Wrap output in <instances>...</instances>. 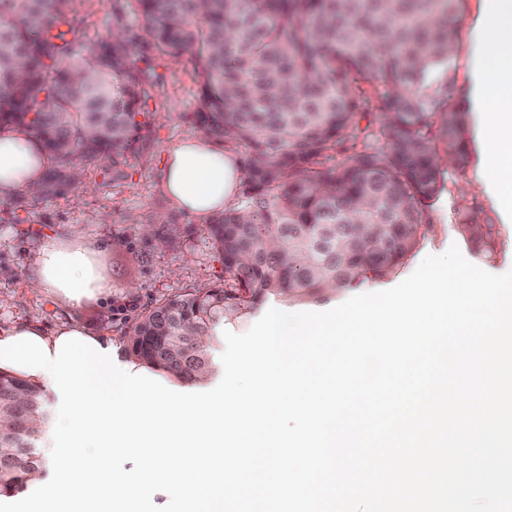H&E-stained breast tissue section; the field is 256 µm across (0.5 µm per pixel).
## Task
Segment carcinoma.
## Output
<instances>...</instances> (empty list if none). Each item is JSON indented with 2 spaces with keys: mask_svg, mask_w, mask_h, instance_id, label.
<instances>
[{
  "mask_svg": "<svg viewBox=\"0 0 512 512\" xmlns=\"http://www.w3.org/2000/svg\"><path fill=\"white\" fill-rule=\"evenodd\" d=\"M76 0H0V132L41 145L49 173L36 195L115 171L152 127L148 49L190 56L195 120L238 151L243 190L209 219L224 286L146 309L127 354L183 383L215 373L209 343L270 301L359 287L396 272L424 237L445 187V155L469 164L467 113L454 101L448 52L460 0H116L124 28L87 51L69 38ZM380 89L371 104L365 85ZM367 120L369 133L360 128ZM458 208L462 238L493 250L496 224ZM41 385L0 371V494L44 468Z\"/></svg>",
  "mask_w": 512,
  "mask_h": 512,
  "instance_id": "cac0c4a2",
  "label": "carcinoma"
}]
</instances>
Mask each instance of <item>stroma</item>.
Returning a JSON list of instances; mask_svg holds the SVG:
<instances>
[{
  "label": "stroma",
  "instance_id": "stroma-1",
  "mask_svg": "<svg viewBox=\"0 0 512 512\" xmlns=\"http://www.w3.org/2000/svg\"><path fill=\"white\" fill-rule=\"evenodd\" d=\"M483 0H461L458 41L450 62L453 94L470 110V164L451 170L438 202L428 211L429 228L414 256L391 277L369 284L372 292L407 278L429 254L458 245L463 256L492 274L512 269V211L501 205L481 172L487 152L474 82L476 34ZM115 0H80L77 38L85 43L110 38L118 25ZM158 75L146 109L152 132L130 157L124 178L112 176L111 163L85 170L66 192L35 198L25 192L0 198V334L31 324L52 333L77 327L112 347L121 369L132 368L127 331L145 308L175 295L224 283V263L208 234V219L174 209L160 187V159L181 139L200 135L193 115L200 78L188 57L153 55ZM476 199L498 234L493 254L458 241L456 206ZM90 245L112 280V296L86 298L72 305L51 288L32 282L45 246Z\"/></svg>",
  "mask_w": 512,
  "mask_h": 512
}]
</instances>
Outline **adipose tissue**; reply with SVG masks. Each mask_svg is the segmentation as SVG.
Masks as SVG:
<instances>
[{
  "mask_svg": "<svg viewBox=\"0 0 512 512\" xmlns=\"http://www.w3.org/2000/svg\"><path fill=\"white\" fill-rule=\"evenodd\" d=\"M477 53L481 110L487 120V158L505 204L512 207V0H484ZM38 143L26 132L0 134V196L39 187L43 167ZM162 190L178 210L194 215L222 211L237 195L236 160L198 137L168 149L161 162ZM35 287L56 288L73 302L111 291L112 281L90 249L47 247Z\"/></svg>",
  "mask_w": 512,
  "mask_h": 512,
  "instance_id": "1",
  "label": "adipose tissue"
}]
</instances>
